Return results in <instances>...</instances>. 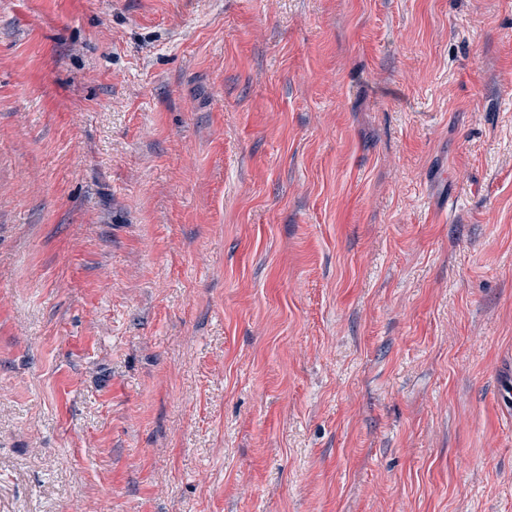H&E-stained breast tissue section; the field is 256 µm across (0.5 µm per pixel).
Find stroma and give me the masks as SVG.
Returning <instances> with one entry per match:
<instances>
[{
    "mask_svg": "<svg viewBox=\"0 0 512 512\" xmlns=\"http://www.w3.org/2000/svg\"><path fill=\"white\" fill-rule=\"evenodd\" d=\"M0 512H512V0H0Z\"/></svg>",
    "mask_w": 512,
    "mask_h": 512,
    "instance_id": "obj_1",
    "label": "stroma"
}]
</instances>
